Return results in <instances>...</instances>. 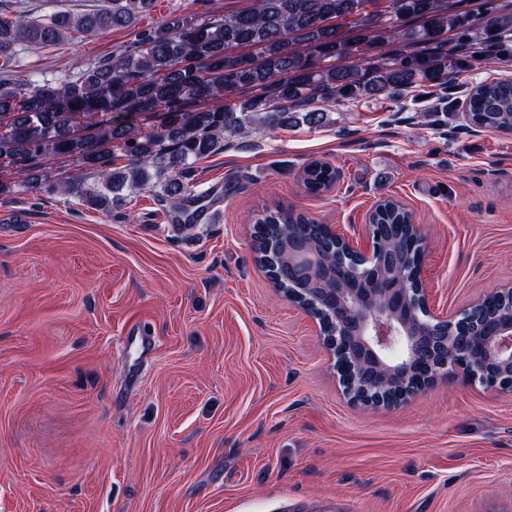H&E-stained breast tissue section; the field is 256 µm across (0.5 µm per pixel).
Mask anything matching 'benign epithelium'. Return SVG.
Here are the masks:
<instances>
[{
    "label": "benign epithelium",
    "instance_id": "benign-epithelium-1",
    "mask_svg": "<svg viewBox=\"0 0 512 512\" xmlns=\"http://www.w3.org/2000/svg\"><path fill=\"white\" fill-rule=\"evenodd\" d=\"M370 254L353 250L345 241L339 260L352 257L362 263L357 276L364 279L383 254L381 240L368 225ZM288 271L313 278L326 273L307 240L288 241ZM319 300L336 311V325L326 329L322 341L330 354L340 357L363 392L343 389L348 400L366 408L396 405L416 397L450 375L469 383L512 394V308L485 322L487 335L472 344L470 324L476 322L481 299L453 318L434 315L420 281V269L411 278L397 275L392 284L372 288H321ZM435 364V370L415 385H408L413 365Z\"/></svg>",
    "mask_w": 512,
    "mask_h": 512
}]
</instances>
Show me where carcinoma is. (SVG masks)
Returning <instances> with one entry per match:
<instances>
[{
  "label": "carcinoma",
  "instance_id": "obj_1",
  "mask_svg": "<svg viewBox=\"0 0 512 512\" xmlns=\"http://www.w3.org/2000/svg\"><path fill=\"white\" fill-rule=\"evenodd\" d=\"M154 0H109L97 12H49L33 20L0 0V167L28 183L48 154L67 155L78 167L98 173L86 189L78 177L65 192L108 207L131 194L150 191L179 209L187 201L193 164L263 128L299 122L320 127L329 102L360 103L401 95L416 85L448 84L449 74L471 66L464 50L448 49L442 34L464 22L460 0H389L353 35L340 29L366 11L370 0H253L246 9L194 23L175 20L138 33L134 51L82 68L62 79L34 80L9 65L18 49L72 40L133 26ZM485 31L484 53L500 47L499 30H512V14ZM397 41L379 57L384 41ZM237 48L249 52L236 54ZM238 94L222 105L211 101ZM162 112L154 133L121 120L132 113ZM471 123L512 130V82L477 84L468 101ZM124 148L127 164L113 168L112 148ZM332 173L317 161L303 170L311 193L330 189ZM372 223L382 227L390 264L374 267L381 280L415 266L419 246L407 211L385 200ZM255 249L267 263L286 257L288 237L312 242L325 263L336 262V241L322 225L280 209L256 221Z\"/></svg>",
  "mask_w": 512,
  "mask_h": 512
}]
</instances>
